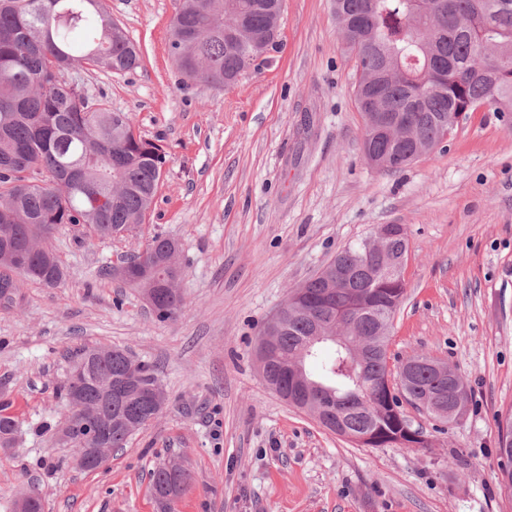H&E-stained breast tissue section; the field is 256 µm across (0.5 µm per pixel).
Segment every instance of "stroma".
<instances>
[{
  "instance_id": "35a3bbf8",
  "label": "stroma",
  "mask_w": 512,
  "mask_h": 512,
  "mask_svg": "<svg viewBox=\"0 0 512 512\" xmlns=\"http://www.w3.org/2000/svg\"><path fill=\"white\" fill-rule=\"evenodd\" d=\"M179 0H103L137 43L125 73L75 68L83 91L124 112L167 163L144 224L112 239L63 227L68 276L17 280L0 303V403L20 424L0 449V512L39 487L45 512H159L150 473L183 461L176 512H512L498 423L512 410V113L467 118L397 174L363 154L359 68L333 0H283L278 49L229 86L185 82L169 48ZM398 224L408 242L391 359L455 367L466 415L436 431L403 404L426 448H370L322 427L257 369L265 322L343 248ZM161 234L180 245L175 318L109 276ZM106 344L156 366L169 402L104 468L74 466L59 387L77 348ZM458 457L462 476L448 474Z\"/></svg>"
}]
</instances>
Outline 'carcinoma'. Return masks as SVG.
<instances>
[{
  "label": "carcinoma",
  "mask_w": 512,
  "mask_h": 512,
  "mask_svg": "<svg viewBox=\"0 0 512 512\" xmlns=\"http://www.w3.org/2000/svg\"><path fill=\"white\" fill-rule=\"evenodd\" d=\"M252 10L249 21L259 31L270 25L274 0H239ZM342 0L344 12L361 22L348 48L360 68L378 78L379 108L394 116L419 115L424 138L451 134L470 112L486 107L512 112V84L494 78L512 76V0ZM170 51L182 68L207 83L231 84L252 62V47L229 48L224 41V0H183L173 25ZM139 50L100 0H0V243L35 242L38 250L25 264L0 262V289L15 288L20 276L47 287L59 285L64 269L47 242L65 224L80 226L90 236L120 237L144 222L166 163L155 143L126 122L114 124L111 106L76 94L64 79L81 64L102 71H131ZM412 141L374 142L385 156L413 153ZM387 258L408 253L405 236L389 240ZM366 242L338 252L330 265L350 273L349 286L336 288L328 306L320 304L325 280L305 283L310 303L294 310L276 337L280 360L266 374L289 386L283 363L300 360L305 376L321 385V409L340 415V435L362 446L421 447L424 434L412 428L401 410L398 388L388 386V330L404 297V283L394 284L386 266L361 262ZM163 293L154 308L160 320L174 318L183 305L180 292L167 284L180 269H162ZM336 331V317L354 325L348 344L329 337L311 342L308 314ZM414 354L400 360L408 372V390L418 410L435 421L466 414L467 386L458 371L445 366L417 370ZM85 377L67 379L62 391L73 407L64 431L77 445H93L90 435L106 422L109 448H123L129 424L146 426L157 412L132 401L123 407L103 396L105 384L131 368L143 386H161L154 367L134 360L118 347L83 348L72 366ZM15 419L0 412V448L16 441ZM498 444L504 461L503 481L512 488V413L499 423ZM152 489L161 512H172L187 484L182 469L156 467Z\"/></svg>",
  "instance_id": "cac0c4a2"
}]
</instances>
